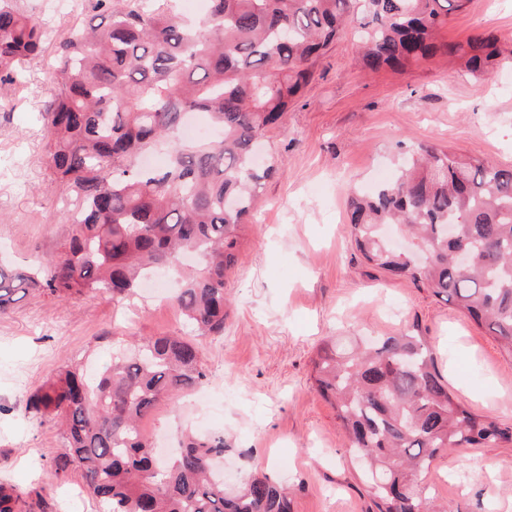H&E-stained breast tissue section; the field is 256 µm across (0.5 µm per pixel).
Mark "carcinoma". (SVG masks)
Here are the masks:
<instances>
[{"mask_svg":"<svg viewBox=\"0 0 512 512\" xmlns=\"http://www.w3.org/2000/svg\"><path fill=\"white\" fill-rule=\"evenodd\" d=\"M18 0H0V85L23 80L43 53L39 22ZM172 0H83L100 23L56 46L44 104L49 178L76 206L62 253L26 275L0 266V313L38 288L57 298L133 294L153 272H172V301L202 336H220L224 286L237 260L262 182L283 163L255 160L257 141L314 77L346 26L356 28L362 64L404 69L457 57L483 75L512 61L500 39L448 42L441 28L469 0H205L195 20ZM203 113L216 141L180 137ZM167 156L156 170L141 158ZM413 164L370 195L349 199V233L374 268L406 278L484 327L512 356V166L465 159L427 144ZM407 228L424 263L381 236ZM469 251L468 268L457 251ZM322 397L336 412L349 453L368 449L360 477L373 512H453L434 504L424 478L435 458L459 448L512 442V425L488 419L448 390L417 327L395 336L336 342L315 363ZM198 345L182 336L139 340L94 381L67 366L34 392L28 412L60 424L62 450L39 488L0 483V512H47L57 484L78 470L103 512H292L288 489L247 473L234 492L213 472L224 437L182 434L172 462L160 460L143 427L163 401L203 380Z\"/></svg>","mask_w":512,"mask_h":512,"instance_id":"cac0c4a2","label":"carcinoma"}]
</instances>
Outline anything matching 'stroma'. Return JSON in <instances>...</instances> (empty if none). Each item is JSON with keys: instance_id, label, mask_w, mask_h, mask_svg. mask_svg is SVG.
<instances>
[{"instance_id": "1", "label": "stroma", "mask_w": 512, "mask_h": 512, "mask_svg": "<svg viewBox=\"0 0 512 512\" xmlns=\"http://www.w3.org/2000/svg\"><path fill=\"white\" fill-rule=\"evenodd\" d=\"M52 0H19L48 44L69 35L74 11ZM493 34L512 51V0H470L442 35L463 41ZM48 61L23 84L0 86V264L21 271L59 254L71 234L61 222L70 195L49 182L43 107ZM512 64L480 78L461 60L437 57L401 71L362 66L345 30L283 126L266 131L263 152L278 155L241 232L229 270L224 333L199 339L202 384L176 404L160 403L144 422L160 450L184 429L223 436L217 461L227 487L246 471L293 490V512H367L334 409L319 394L315 363L325 344L346 336H392L411 326L438 351L449 391L474 411L512 423V356L453 305L405 278L365 263L347 230L351 192L391 181L424 142L469 159L512 165ZM142 290L124 300L86 293L66 300L28 292L0 315V482L41 485L63 446L53 422L26 412L28 397L59 370L102 373L130 336L191 335L170 296ZM426 481L455 512H512V443L437 457ZM49 512H100L79 474L58 485Z\"/></svg>"}]
</instances>
